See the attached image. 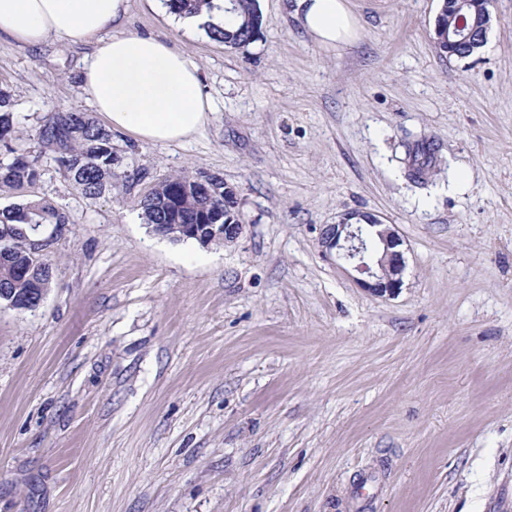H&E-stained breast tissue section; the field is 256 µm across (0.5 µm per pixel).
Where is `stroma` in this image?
<instances>
[{
  "label": "stroma",
  "instance_id": "35a3bbf8",
  "mask_svg": "<svg viewBox=\"0 0 512 512\" xmlns=\"http://www.w3.org/2000/svg\"><path fill=\"white\" fill-rule=\"evenodd\" d=\"M258 3L260 38L230 49L130 0L127 31L197 65L207 123L114 133L93 200L41 157L28 193L69 222L45 302L0 307V512H512V0L467 58L436 46L440 0H350L361 35L336 54ZM91 49L0 41L25 138L91 111ZM181 172L237 187V242L143 223ZM353 211L396 225V296L322 257L317 227Z\"/></svg>",
  "mask_w": 512,
  "mask_h": 512
}]
</instances>
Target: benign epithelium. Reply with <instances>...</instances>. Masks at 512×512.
Returning <instances> with one entry per match:
<instances>
[{
  "label": "benign epithelium",
  "instance_id": "benign-epithelium-1",
  "mask_svg": "<svg viewBox=\"0 0 512 512\" xmlns=\"http://www.w3.org/2000/svg\"><path fill=\"white\" fill-rule=\"evenodd\" d=\"M474 16V23L468 24L461 15L455 27L442 35L440 20H435V40L448 44V54L453 55L464 49L467 53L481 49L491 26L490 0H461ZM241 220H226L223 224H187L183 227L189 237L197 238L204 246L217 240L226 243L236 241L242 234ZM318 244L326 257L334 256L352 265L359 274L358 284L365 291L376 296H394L403 285L406 267L403 245L397 228L384 224L370 213L351 212L337 224H324L318 229Z\"/></svg>",
  "mask_w": 512,
  "mask_h": 512
}]
</instances>
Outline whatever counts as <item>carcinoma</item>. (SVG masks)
Instances as JSON below:
<instances>
[{
    "label": "carcinoma",
    "instance_id": "1",
    "mask_svg": "<svg viewBox=\"0 0 512 512\" xmlns=\"http://www.w3.org/2000/svg\"><path fill=\"white\" fill-rule=\"evenodd\" d=\"M231 11L239 19L233 30L215 32L211 37L230 48L244 47L261 34L262 16L257 0H230ZM112 130L89 112H57L45 118L38 132L41 152L53 155L64 178L89 199L112 190L115 176ZM17 138L12 101L0 91V141ZM7 157L0 158V189L20 194L41 178L39 157L24 149L6 146ZM209 193H200L182 172L158 180L139 200L141 218L146 224L166 225L165 235L185 241L186 224H221L224 214V179L210 177ZM69 223L67 214L50 201L22 198L0 209V289H9L0 306L16 310L36 288H50L53 269L49 262L30 267V254L40 228L52 225L57 231Z\"/></svg>",
    "mask_w": 512,
    "mask_h": 512
}]
</instances>
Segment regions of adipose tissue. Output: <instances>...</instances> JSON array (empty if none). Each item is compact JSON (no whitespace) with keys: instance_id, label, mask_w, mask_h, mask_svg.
<instances>
[{"instance_id":"obj_1","label":"adipose tissue","mask_w":512,"mask_h":512,"mask_svg":"<svg viewBox=\"0 0 512 512\" xmlns=\"http://www.w3.org/2000/svg\"><path fill=\"white\" fill-rule=\"evenodd\" d=\"M129 0H0V39L28 47L93 42L82 91L112 130L179 143L206 124L211 102L196 66L167 42L123 29ZM293 16L321 49L354 44L360 20L348 0H293Z\"/></svg>"}]
</instances>
